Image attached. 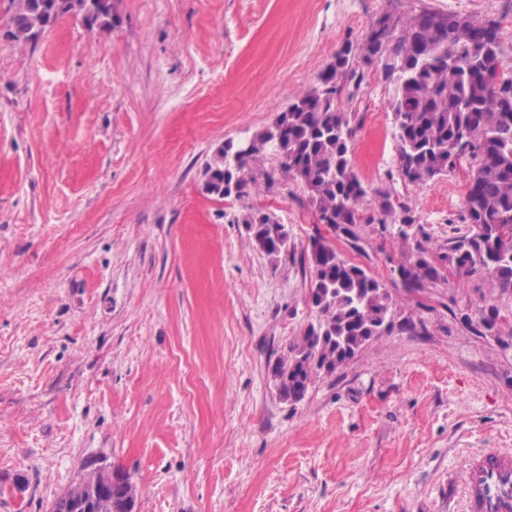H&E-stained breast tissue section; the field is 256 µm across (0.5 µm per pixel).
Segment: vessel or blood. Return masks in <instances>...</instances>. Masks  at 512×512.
<instances>
[{
	"instance_id": "vessel-or-blood-1",
	"label": "vessel or blood",
	"mask_w": 512,
	"mask_h": 512,
	"mask_svg": "<svg viewBox=\"0 0 512 512\" xmlns=\"http://www.w3.org/2000/svg\"><path fill=\"white\" fill-rule=\"evenodd\" d=\"M468 512H512V453L488 448L465 461Z\"/></svg>"
}]
</instances>
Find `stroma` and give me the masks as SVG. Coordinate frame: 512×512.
<instances>
[{
	"label": "stroma",
	"instance_id": "1",
	"mask_svg": "<svg viewBox=\"0 0 512 512\" xmlns=\"http://www.w3.org/2000/svg\"><path fill=\"white\" fill-rule=\"evenodd\" d=\"M111 29L67 15L35 42L0 0V512H50L83 470L127 472L135 512H464L461 468L512 448V346L467 335L512 294L481 277L417 293L300 403L276 357L315 316L300 262L271 265L237 216L261 210L296 248L333 239L296 183L203 189L226 139L261 129L386 11L499 22L512 0H112ZM345 99L371 214L390 192L433 243L459 221L471 164L387 178L397 142L379 67ZM339 249L391 282L374 229ZM412 327H403L405 317Z\"/></svg>",
	"mask_w": 512,
	"mask_h": 512
}]
</instances>
